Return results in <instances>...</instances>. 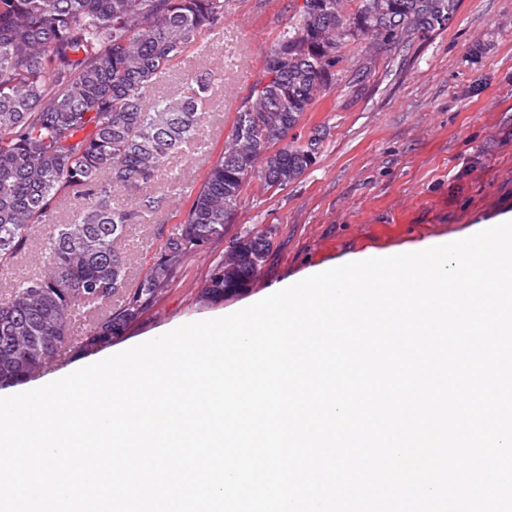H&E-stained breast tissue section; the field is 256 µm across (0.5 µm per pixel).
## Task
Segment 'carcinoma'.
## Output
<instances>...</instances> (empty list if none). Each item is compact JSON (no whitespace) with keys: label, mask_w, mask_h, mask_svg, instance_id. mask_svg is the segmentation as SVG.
I'll return each mask as SVG.
<instances>
[{"label":"carcinoma","mask_w":512,"mask_h":512,"mask_svg":"<svg viewBox=\"0 0 512 512\" xmlns=\"http://www.w3.org/2000/svg\"><path fill=\"white\" fill-rule=\"evenodd\" d=\"M459 0H299L265 50L260 77L235 113L224 148L136 285L123 243L156 221L167 194L148 190L169 160L199 141L200 113L223 75L189 72L178 97L147 92L204 30L224 26L226 0H0V271L43 229L44 272L0 295V385L22 382L69 344L92 353L138 322L193 254L224 237L253 178L282 189L315 166L322 136L296 133L307 112L350 74L343 49L380 50L444 30ZM80 207L47 224L57 200ZM129 197L128 208L119 197ZM271 230L235 238L210 267L199 299L218 304L256 280ZM84 332L72 335L74 316Z\"/></svg>","instance_id":"obj_1"}]
</instances>
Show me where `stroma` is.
Instances as JSON below:
<instances>
[{"instance_id": "1", "label": "stroma", "mask_w": 512, "mask_h": 512, "mask_svg": "<svg viewBox=\"0 0 512 512\" xmlns=\"http://www.w3.org/2000/svg\"><path fill=\"white\" fill-rule=\"evenodd\" d=\"M294 0H227L222 29L202 31L151 93L179 92L183 74L213 69L224 80L200 116L204 145L171 159L156 181L173 225L188 192L217 158L234 115L260 75L261 56L293 15ZM323 135L317 164L281 190L251 181L222 239L193 255L156 305L124 334L226 316L311 273L442 245L512 211V0H460L445 31L348 87L337 85L305 119ZM272 230V249L246 290L211 305L197 294L214 258L252 227Z\"/></svg>"}]
</instances>
